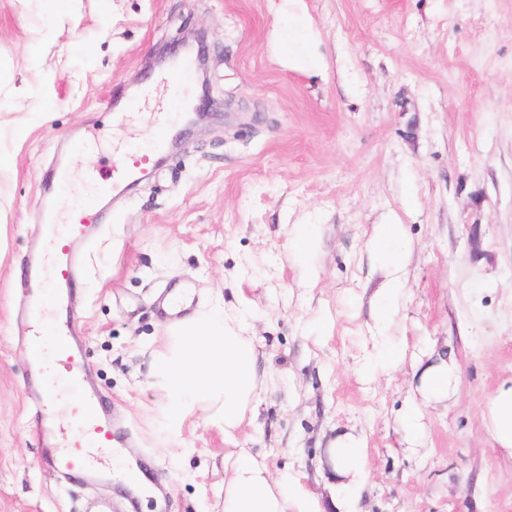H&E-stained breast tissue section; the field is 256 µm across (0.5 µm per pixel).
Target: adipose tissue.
<instances>
[{"label":"adipose tissue","instance_id":"ef3b65f1","mask_svg":"<svg viewBox=\"0 0 512 512\" xmlns=\"http://www.w3.org/2000/svg\"><path fill=\"white\" fill-rule=\"evenodd\" d=\"M155 376L166 390L172 421L194 409L208 411L232 434L258 396L256 350L252 337L231 319L224 303L173 330L159 353ZM460 369L449 356L427 354L414 369L416 386L403 415L405 441L415 446L420 409L452 399ZM487 428L499 448L512 456V381L503 382L487 400ZM362 437L346 434L330 446L336 477L334 503L347 508L365 476ZM224 512H322L318 500L288 476L273 477L268 465L246 449L224 457Z\"/></svg>","mask_w":512,"mask_h":512}]
</instances>
